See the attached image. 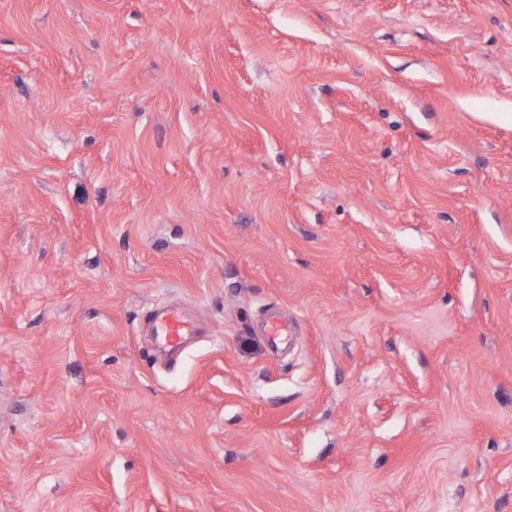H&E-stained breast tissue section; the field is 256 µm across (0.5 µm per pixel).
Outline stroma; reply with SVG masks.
<instances>
[{"label": "stroma", "mask_w": 512, "mask_h": 512, "mask_svg": "<svg viewBox=\"0 0 512 512\" xmlns=\"http://www.w3.org/2000/svg\"><path fill=\"white\" fill-rule=\"evenodd\" d=\"M0 512H512V0H0ZM153 336L165 349H175L181 345L185 336H192L199 330L196 321L185 316L178 309L154 312L150 316Z\"/></svg>", "instance_id": "1"}]
</instances>
